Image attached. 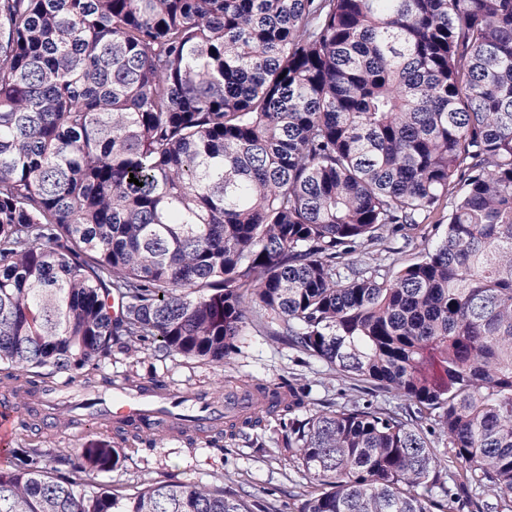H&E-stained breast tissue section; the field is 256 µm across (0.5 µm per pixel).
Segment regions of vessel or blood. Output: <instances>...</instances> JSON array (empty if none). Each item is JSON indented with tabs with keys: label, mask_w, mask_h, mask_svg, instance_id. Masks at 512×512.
Listing matches in <instances>:
<instances>
[{
	"label": "vessel or blood",
	"mask_w": 512,
	"mask_h": 512,
	"mask_svg": "<svg viewBox=\"0 0 512 512\" xmlns=\"http://www.w3.org/2000/svg\"><path fill=\"white\" fill-rule=\"evenodd\" d=\"M249 406V400L243 397L223 402L203 393L183 395L168 388L161 389L147 381L140 389L113 397L112 418L152 423L160 418L175 419L178 413L187 410L195 415L199 425L208 427L219 423L225 412H239Z\"/></svg>",
	"instance_id": "obj_1"
}]
</instances>
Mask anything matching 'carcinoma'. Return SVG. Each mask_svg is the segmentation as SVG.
Instances as JSON below:
<instances>
[{
	"mask_svg": "<svg viewBox=\"0 0 512 512\" xmlns=\"http://www.w3.org/2000/svg\"><path fill=\"white\" fill-rule=\"evenodd\" d=\"M390 238L419 255L352 260ZM249 326L416 407L305 415L300 377L252 385L265 411L215 435L276 418L300 512H433L437 431L470 512H512V0H0V405L32 416L0 512H251L188 480L119 496L110 436L53 441L83 409L130 446L194 442L113 425L93 371L222 365Z\"/></svg>",
	"mask_w": 512,
	"mask_h": 512,
	"instance_id": "1",
	"label": "carcinoma"
}]
</instances>
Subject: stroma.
<instances>
[{
	"label": "stroma",
	"instance_id": "stroma-1",
	"mask_svg": "<svg viewBox=\"0 0 512 512\" xmlns=\"http://www.w3.org/2000/svg\"><path fill=\"white\" fill-rule=\"evenodd\" d=\"M239 350L224 366H216L180 356L161 357L145 351L140 358L116 352L111 362L102 364L104 372L119 379L123 375L159 376L168 388L180 392L223 389L230 394L243 390L245 384L275 381L297 374L311 386L310 410L322 409L330 402L344 403L352 398L366 399L386 407L409 409L410 403L383 390L366 387L355 391L343 376H331L324 363L303 356L271 337L246 330ZM277 420H270L261 438L239 437L225 441L223 449L208 447L205 435L195 444L185 438L168 437L156 447L141 445L127 449L121 469L100 476L102 484L123 490L141 479L191 480L202 483L223 477L224 491L259 505L276 500L280 512H299L300 498L290 496L293 484L308 483L309 478L288 460V453L278 441Z\"/></svg>",
	"mask_w": 512,
	"mask_h": 512
}]
</instances>
